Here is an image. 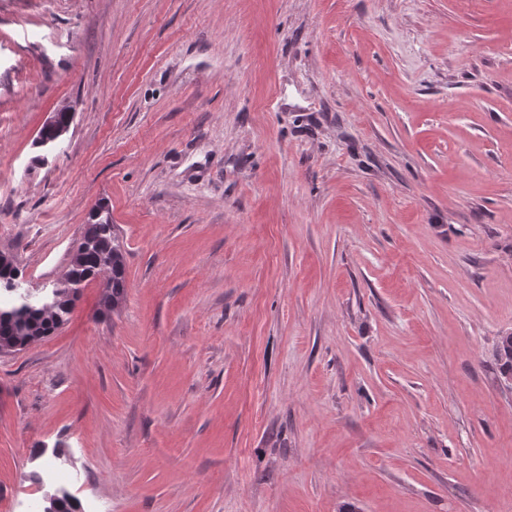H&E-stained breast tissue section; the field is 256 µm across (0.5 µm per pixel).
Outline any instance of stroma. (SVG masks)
<instances>
[{
	"label": "stroma",
	"instance_id": "obj_1",
	"mask_svg": "<svg viewBox=\"0 0 512 512\" xmlns=\"http://www.w3.org/2000/svg\"><path fill=\"white\" fill-rule=\"evenodd\" d=\"M69 132L35 145L59 108ZM0 512H512V0H0ZM89 217L84 239L89 243L87 254L77 265L69 269L65 281H60L43 298L33 299L27 293L19 292V273L13 261L0 264V279L13 280L17 288L0 285L11 292L0 291V351L19 350L25 345L42 340L53 334L67 319L77 297L79 284L91 274L97 273L106 279L101 304L107 310L116 309L126 293L125 261L120 244L113 232L112 224ZM85 240L76 248L75 256H81L86 249ZM2 295H6L3 302ZM51 494L49 500V493H45V500L49 502L44 501L46 505L42 506L41 512H79L80 505L77 497L67 490L55 489Z\"/></svg>",
	"mask_w": 512,
	"mask_h": 512
}]
</instances>
